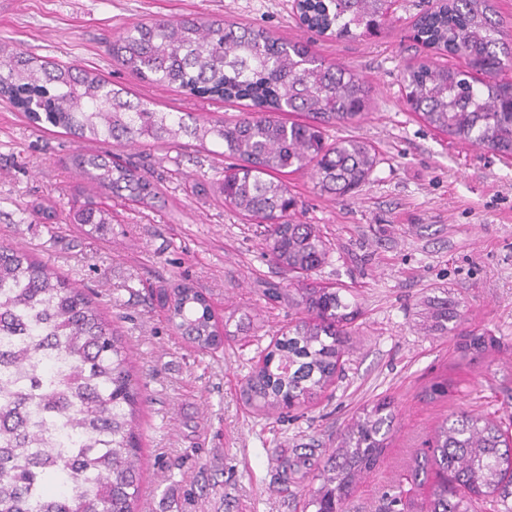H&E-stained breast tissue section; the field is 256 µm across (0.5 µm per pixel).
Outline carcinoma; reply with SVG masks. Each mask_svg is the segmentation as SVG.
<instances>
[{
    "label": "carcinoma",
    "instance_id": "obj_1",
    "mask_svg": "<svg viewBox=\"0 0 512 512\" xmlns=\"http://www.w3.org/2000/svg\"><path fill=\"white\" fill-rule=\"evenodd\" d=\"M391 0H299L302 22L338 39L383 25ZM493 0H438L414 26L413 39L449 55L512 65V42L500 34ZM0 101L23 98L22 116L38 129L80 140L125 141L155 148L183 136L223 148L237 160L216 181L217 198L267 225L271 261L296 274L290 322L245 378L242 394L259 411L300 407L332 384L353 334L355 311L341 289L309 273L326 263L329 246L317 224H296V205L283 177L310 169L324 193L345 196L364 185L379 163L375 147L357 138L328 142L326 128L361 119L371 87L352 70L325 62L308 46L222 19H153L112 42V56L148 84L176 85L192 95L247 100L233 120L161 112L123 96L98 74L40 59L0 39ZM405 99L430 129L462 144L512 158V112L501 111L505 90L474 82L447 62L423 63L403 75ZM300 114L302 120L284 113ZM77 188L69 220L109 230L112 211L97 197L143 205L158 183L106 151L76 154ZM172 328L201 353L224 345L233 316L219 330L209 301L188 283L159 293ZM430 318L459 331L464 360L485 356L500 341L467 330L465 314L442 303ZM141 388L128 347L85 292L22 247H0V512H135L142 461ZM395 415L378 402L336 441L313 479L305 509L342 512L345 498L375 465ZM425 475L431 491L420 512H512V415L509 422L473 411L445 418L429 450L401 475L385 512H401L403 483Z\"/></svg>",
    "mask_w": 512,
    "mask_h": 512
}]
</instances>
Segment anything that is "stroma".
Instances as JSON below:
<instances>
[{
    "label": "stroma",
    "mask_w": 512,
    "mask_h": 512,
    "mask_svg": "<svg viewBox=\"0 0 512 512\" xmlns=\"http://www.w3.org/2000/svg\"><path fill=\"white\" fill-rule=\"evenodd\" d=\"M428 0H395L379 35L341 40L302 25L296 0H0V39L55 62L98 73L129 98L165 112L230 118L240 102L195 97L142 82L113 60L109 42L156 18H221L307 43L372 88L373 104L339 136L370 142L380 162L350 197L316 187L309 171L287 175L293 221L320 225L330 243L316 281L346 291L357 311L355 346L335 383L317 399L271 415L248 406L246 376L295 313L284 291L291 273L268 255L263 225L217 201L213 184L227 158L186 144L166 150L115 145L112 153L158 181L149 205L103 196L110 230H79L64 218H34L36 203H67L81 178L72 155L91 142L30 127L0 103V245L20 246L83 288L125 340L146 383L140 413L143 460L137 512H302L316 482L288 469L297 455L323 466L337 436L374 403L396 414L376 467L343 512H380L435 426L459 410L512 413V160L426 127L402 95L406 66L441 63L446 52L413 39ZM186 282L209 300L217 321L248 315L245 338L204 356L152 305L151 291ZM458 306L467 324L489 329L498 351L457 356V337L429 326L436 301ZM447 380L446 394L425 387Z\"/></svg>",
    "instance_id": "stroma-1"
}]
</instances>
